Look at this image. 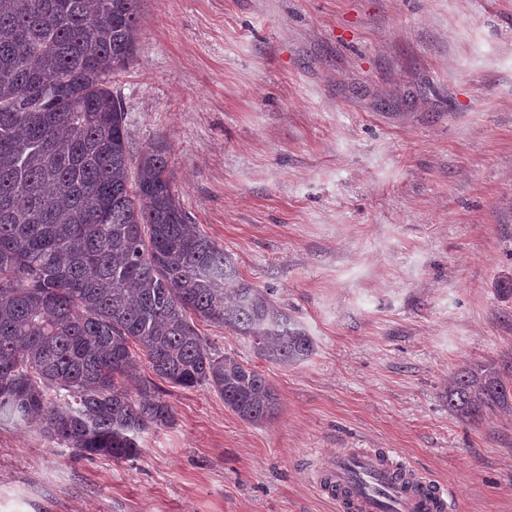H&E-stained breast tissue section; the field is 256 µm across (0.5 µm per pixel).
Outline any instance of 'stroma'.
<instances>
[{
  "mask_svg": "<svg viewBox=\"0 0 512 512\" xmlns=\"http://www.w3.org/2000/svg\"><path fill=\"white\" fill-rule=\"evenodd\" d=\"M110 77L134 150L168 143L192 223L316 343L282 368L203 320L279 397L242 421L158 381L172 425L117 462L0 426V512H339L315 472L395 449L455 512H512V409L469 421L448 377L512 379V0H141Z\"/></svg>",
  "mask_w": 512,
  "mask_h": 512,
  "instance_id": "obj_1",
  "label": "stroma"
}]
</instances>
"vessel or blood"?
Masks as SVG:
<instances>
[{
  "label": "vessel or blood",
  "mask_w": 512,
  "mask_h": 512,
  "mask_svg": "<svg viewBox=\"0 0 512 512\" xmlns=\"http://www.w3.org/2000/svg\"><path fill=\"white\" fill-rule=\"evenodd\" d=\"M317 483L344 512H448L450 491L437 488L405 458L360 450L332 461Z\"/></svg>",
  "instance_id": "b4317fda"
}]
</instances>
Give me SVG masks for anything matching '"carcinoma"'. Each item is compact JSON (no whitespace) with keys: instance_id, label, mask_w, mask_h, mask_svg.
I'll return each mask as SVG.
<instances>
[{"instance_id":"1","label":"carcinoma","mask_w":512,"mask_h":512,"mask_svg":"<svg viewBox=\"0 0 512 512\" xmlns=\"http://www.w3.org/2000/svg\"><path fill=\"white\" fill-rule=\"evenodd\" d=\"M140 34V0H0V426L36 427L88 460H133L143 433L173 421L141 357L248 423L277 412L265 375L216 353L196 319L281 367L315 353L191 223L166 144L131 154L107 82ZM448 408H512V386L491 365L462 368Z\"/></svg>"}]
</instances>
